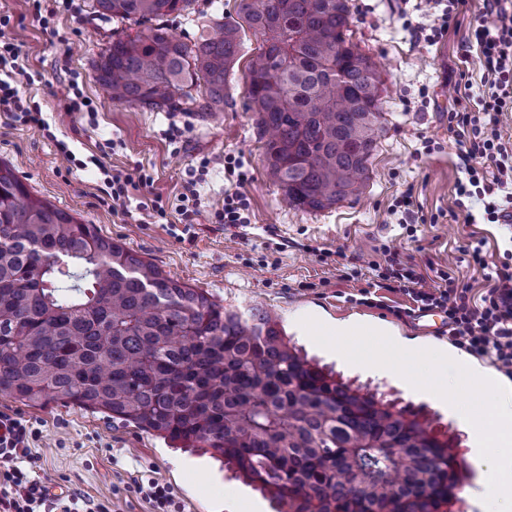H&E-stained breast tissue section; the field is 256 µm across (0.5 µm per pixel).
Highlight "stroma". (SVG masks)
Instances as JSON below:
<instances>
[{
	"label": "stroma",
	"instance_id": "obj_1",
	"mask_svg": "<svg viewBox=\"0 0 512 512\" xmlns=\"http://www.w3.org/2000/svg\"><path fill=\"white\" fill-rule=\"evenodd\" d=\"M352 42L380 71L383 130L371 160L370 180L356 201L321 211L288 206L268 177L263 142L253 112L245 106L248 65L261 40L242 27L243 49L229 76L230 98L218 119L203 122L188 112H152L112 102L93 78L92 63L112 39L115 21L94 16L90 0H0V30L17 46L30 79L19 90L50 124L43 132L0 112V160L10 162L31 193L69 212L100 234L156 263L165 274L206 291L212 300L239 310L261 306L280 320L304 308L333 317L352 315L392 321L402 339L448 345L447 334L417 329L413 320H395L388 306H408L410 298L386 293L385 308L348 302L368 287L371 263L383 261L382 243L398 246L402 260L424 273L429 262L467 283L481 295L487 283L469 260L472 243L483 241L488 263L512 248V224H467L455 201L462 173L448 141L447 112L459 95L457 47L462 31L429 37L426 27L440 14L439 0H350ZM97 106L95 114L68 112L74 92ZM65 142L82 169L66 171L57 154ZM104 155L113 172L150 175V188L131 192L113 206L97 191L100 171L91 156ZM240 158L251 179L243 187L249 202L247 239L231 237L213 223L224 206V158ZM208 174L198 186L200 215L194 243L180 241L178 204L184 185L201 159ZM412 190L416 233L407 236L391 208ZM162 199L167 216L153 220L147 207ZM344 256H335L336 246ZM330 251L327 260L315 249ZM295 341L308 356L332 367L357 385L377 390L396 409L426 415L439 439L454 438L457 459L467 464L472 442L447 410L417 400L385 378L348 368L335 354L307 336ZM36 423L34 444L43 468L36 477L58 493L60 502L77 500L80 512L107 504L111 512H151L132 491L149 472L167 482L179 512H275L259 490L234 477L221 461L196 448L100 412L61 402L46 408L0 397V412Z\"/></svg>",
	"mask_w": 512,
	"mask_h": 512
}]
</instances>
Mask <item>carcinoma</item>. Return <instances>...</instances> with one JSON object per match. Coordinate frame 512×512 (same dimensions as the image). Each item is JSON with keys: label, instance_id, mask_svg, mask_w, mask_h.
Listing matches in <instances>:
<instances>
[{"label": "carcinoma", "instance_id": "1", "mask_svg": "<svg viewBox=\"0 0 512 512\" xmlns=\"http://www.w3.org/2000/svg\"><path fill=\"white\" fill-rule=\"evenodd\" d=\"M195 0H92L142 27L92 65L112 101L224 111L246 23L262 41L245 86L268 175L301 210L357 200L369 179L382 81L351 41L349 0H240L198 14L186 42L164 18ZM0 396L102 412L224 458L285 512H454L452 445L301 355L277 317L208 293L33 196L0 161Z\"/></svg>", "mask_w": 512, "mask_h": 512}]
</instances>
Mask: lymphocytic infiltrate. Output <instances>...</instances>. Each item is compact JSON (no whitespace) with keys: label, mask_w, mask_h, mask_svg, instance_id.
Returning <instances> with one entry per match:
<instances>
[{"label":"lymphocytic infiltrate","mask_w":512,"mask_h":512,"mask_svg":"<svg viewBox=\"0 0 512 512\" xmlns=\"http://www.w3.org/2000/svg\"><path fill=\"white\" fill-rule=\"evenodd\" d=\"M470 14L468 29L460 44L461 80H469L471 69H478L484 80L480 93L465 92L462 104L448 113V134L458 145L459 167L464 175L457 194L464 199L485 198L484 218L491 224H511L512 210L493 203L497 193L512 189V142L502 136L503 112L512 111V0H483L472 10L470 0H448L430 29L440 33L457 28L459 17ZM224 177L230 183L224 191V206L216 211V223L225 228L247 224L248 203L241 192L249 176L239 158L224 160ZM385 263L373 264L372 288L409 296L411 306L390 307L396 318L409 317L421 310H440L448 321V335L456 346L480 356H490L493 365L512 376V264L486 267L481 247H474L471 258L485 266L487 287L481 297H473L447 271L437 270L440 284L423 285V278L412 265L404 263L397 248L382 244ZM361 289L360 302L372 307L371 290ZM40 430L7 413H0V478L7 489L0 494V512H40L46 505L47 487L34 479L42 466L31 445Z\"/></svg>","instance_id":"obj_1"}]
</instances>
